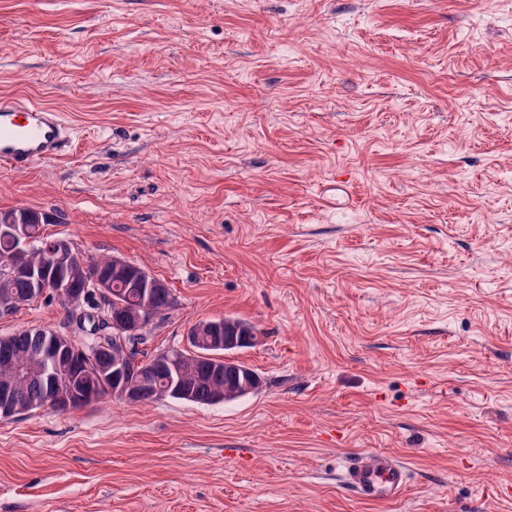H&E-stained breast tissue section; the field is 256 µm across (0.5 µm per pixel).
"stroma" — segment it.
I'll list each match as a JSON object with an SVG mask.
<instances>
[{
    "label": "stroma",
    "mask_w": 512,
    "mask_h": 512,
    "mask_svg": "<svg viewBox=\"0 0 512 512\" xmlns=\"http://www.w3.org/2000/svg\"><path fill=\"white\" fill-rule=\"evenodd\" d=\"M0 94L70 131L0 212L164 279L148 353L251 321L262 380L0 419V512H512V0H0ZM344 482L364 500L390 501L405 490L407 471L394 456L375 454L349 467L344 474Z\"/></svg>",
    "instance_id": "35a3bbf8"
}]
</instances>
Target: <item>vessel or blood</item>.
<instances>
[{
    "mask_svg": "<svg viewBox=\"0 0 512 512\" xmlns=\"http://www.w3.org/2000/svg\"><path fill=\"white\" fill-rule=\"evenodd\" d=\"M67 138L68 128L55 109L24 97H0V163L20 171L53 160ZM344 481L360 498L384 502L403 493L407 471L394 456L376 454L349 467Z\"/></svg>",
    "mask_w": 512,
    "mask_h": 512,
    "instance_id": "obj_1",
    "label": "vessel or blood"
}]
</instances>
